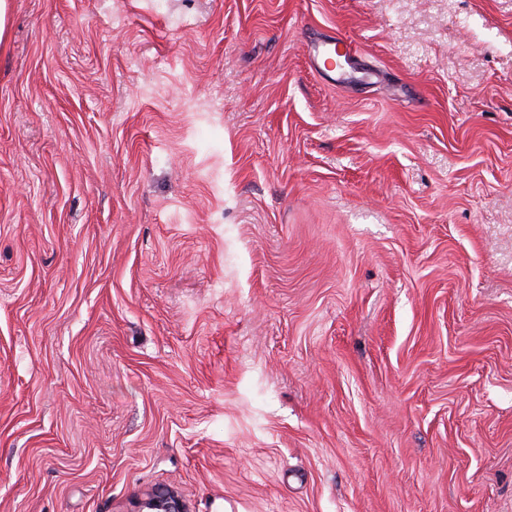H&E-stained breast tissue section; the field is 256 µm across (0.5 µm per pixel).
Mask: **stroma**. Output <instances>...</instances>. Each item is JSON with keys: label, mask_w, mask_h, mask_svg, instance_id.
Listing matches in <instances>:
<instances>
[{"label": "stroma", "mask_w": 512, "mask_h": 512, "mask_svg": "<svg viewBox=\"0 0 512 512\" xmlns=\"http://www.w3.org/2000/svg\"><path fill=\"white\" fill-rule=\"evenodd\" d=\"M159 486L512 512V0H5L0 512Z\"/></svg>", "instance_id": "35a3bbf8"}]
</instances>
